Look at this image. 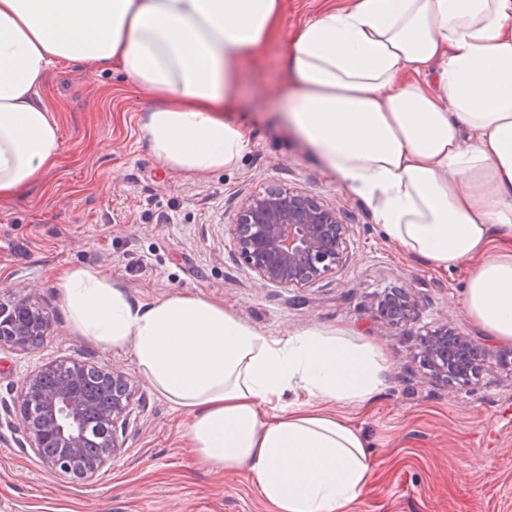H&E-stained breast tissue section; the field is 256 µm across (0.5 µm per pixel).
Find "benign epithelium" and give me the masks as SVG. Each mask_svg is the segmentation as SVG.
<instances>
[{
  "label": "benign epithelium",
  "mask_w": 512,
  "mask_h": 512,
  "mask_svg": "<svg viewBox=\"0 0 512 512\" xmlns=\"http://www.w3.org/2000/svg\"><path fill=\"white\" fill-rule=\"evenodd\" d=\"M234 248L263 283L279 288L311 286L336 272L347 260L348 225L341 222L336 208L320 199L291 188H266L250 194L231 224ZM418 301L413 291L395 289L379 299L376 317L397 327L411 321ZM28 301L17 300L0 311L13 326L0 324V348L28 349L19 330ZM431 375L442 381L468 382L486 361L487 351L472 337L445 324L430 345ZM47 365L28 376L18 392L20 413L14 425L25 435L42 461L59 474L90 480L112 462L123 447L128 426L130 400H121L104 417L105 448L91 462L81 454L89 403L81 391V365L70 367V374L55 386L43 385ZM57 448L59 455L44 456L42 449Z\"/></svg>",
  "instance_id": "1"
}]
</instances>
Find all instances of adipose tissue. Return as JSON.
Listing matches in <instances>:
<instances>
[{"label": "adipose tissue", "mask_w": 512, "mask_h": 512, "mask_svg": "<svg viewBox=\"0 0 512 512\" xmlns=\"http://www.w3.org/2000/svg\"><path fill=\"white\" fill-rule=\"evenodd\" d=\"M282 32V0H0V198L62 151L35 97L51 66L119 69L157 104L140 132L165 168L234 167L235 58ZM286 121L402 252L440 272L471 262L464 304L512 341V0H352L304 21L283 59ZM57 287L72 327L129 351L185 411L198 460L247 472L276 512H350L374 476L364 434L328 403L366 405L389 365L320 329L266 336L223 304H142L88 267Z\"/></svg>", "instance_id": "ef3b65f1"}]
</instances>
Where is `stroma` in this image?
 I'll return each instance as SVG.
<instances>
[{
    "mask_svg": "<svg viewBox=\"0 0 512 512\" xmlns=\"http://www.w3.org/2000/svg\"><path fill=\"white\" fill-rule=\"evenodd\" d=\"M286 39L238 61L233 119L249 147L237 167L188 177L162 167L139 131L147 100L122 71L60 63L36 92L59 123L57 165L26 193L0 201V304L25 297L48 312L40 348L0 349V512H273L247 473L197 465L182 437L185 412L160 396L131 355L106 350L70 325L54 276L96 269L136 301L186 292L223 302L266 335L317 328L370 341L390 364L374 401L341 412L367 435L376 478L352 512H512V343L486 341L467 315V267L442 274L404 256L366 204L285 129ZM293 187L336 207L349 226L348 260L303 288L262 283L238 258L230 226L244 200ZM413 289L411 322L389 327L377 296ZM486 342L490 355L467 385L436 383L415 353L443 322ZM121 371L133 394L123 448L93 483L58 477L4 410L31 372L58 360Z\"/></svg>",
    "mask_w": 512,
    "mask_h": 512,
    "instance_id": "35a3bbf8",
    "label": "stroma"
}]
</instances>
